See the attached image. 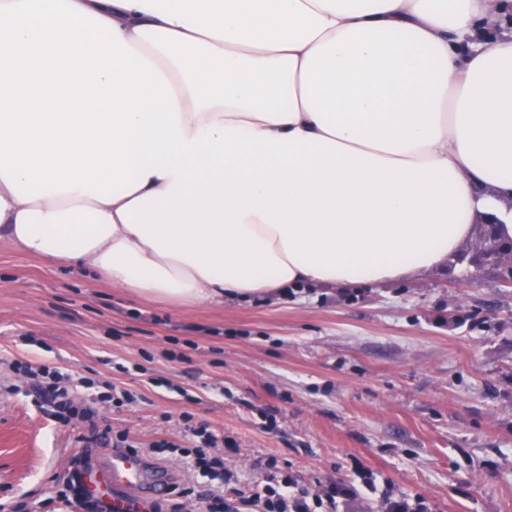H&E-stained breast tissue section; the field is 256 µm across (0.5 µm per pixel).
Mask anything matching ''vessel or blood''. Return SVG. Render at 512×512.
<instances>
[{"instance_id":"obj_1","label":"vessel or blood","mask_w":512,"mask_h":512,"mask_svg":"<svg viewBox=\"0 0 512 512\" xmlns=\"http://www.w3.org/2000/svg\"><path fill=\"white\" fill-rule=\"evenodd\" d=\"M143 470L139 456L116 450L105 464H87L81 481L88 499L108 506L110 512H138Z\"/></svg>"}]
</instances>
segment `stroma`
<instances>
[{
	"label": "stroma",
	"mask_w": 512,
	"mask_h": 512,
	"mask_svg": "<svg viewBox=\"0 0 512 512\" xmlns=\"http://www.w3.org/2000/svg\"><path fill=\"white\" fill-rule=\"evenodd\" d=\"M21 360L126 388L96 442L59 423L8 368ZM223 432L250 482L276 461L298 485L344 480L427 512H512V288L450 263L375 288L304 285L194 306L145 301L0 242V505L66 512L77 460L123 433L149 464L183 414ZM183 474L179 458L161 461Z\"/></svg>",
	"instance_id": "stroma-1"
}]
</instances>
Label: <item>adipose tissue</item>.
I'll use <instances>...</instances> for the list:
<instances>
[{
	"label": "adipose tissue",
	"instance_id": "ef3b65f1",
	"mask_svg": "<svg viewBox=\"0 0 512 512\" xmlns=\"http://www.w3.org/2000/svg\"><path fill=\"white\" fill-rule=\"evenodd\" d=\"M512 0H0V241L146 300L375 287L512 233Z\"/></svg>",
	"mask_w": 512,
	"mask_h": 512
}]
</instances>
